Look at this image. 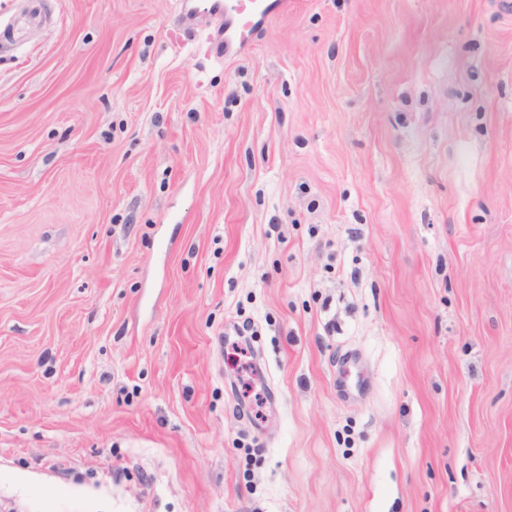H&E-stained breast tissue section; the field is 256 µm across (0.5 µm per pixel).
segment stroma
I'll return each instance as SVG.
<instances>
[{
    "label": "stroma",
    "mask_w": 512,
    "mask_h": 512,
    "mask_svg": "<svg viewBox=\"0 0 512 512\" xmlns=\"http://www.w3.org/2000/svg\"><path fill=\"white\" fill-rule=\"evenodd\" d=\"M0 0V512H512V0ZM179 18L189 23L199 14L220 17L224 21L223 51L216 50L218 58L228 59L249 50L258 34V28L272 17L288 12V0H182Z\"/></svg>",
    "instance_id": "stroma-1"
}]
</instances>
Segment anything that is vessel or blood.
Wrapping results in <instances>:
<instances>
[{
    "instance_id": "obj_1",
    "label": "vessel or blood",
    "mask_w": 512,
    "mask_h": 512,
    "mask_svg": "<svg viewBox=\"0 0 512 512\" xmlns=\"http://www.w3.org/2000/svg\"><path fill=\"white\" fill-rule=\"evenodd\" d=\"M287 10L288 0H182L179 18L188 23L201 14L220 17L224 22L222 55L228 59L249 50L259 27Z\"/></svg>"
}]
</instances>
